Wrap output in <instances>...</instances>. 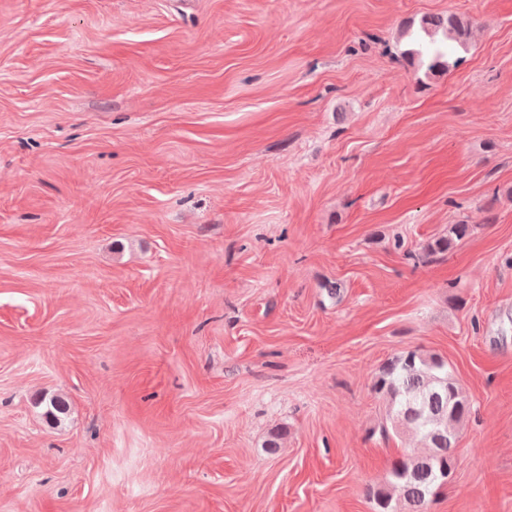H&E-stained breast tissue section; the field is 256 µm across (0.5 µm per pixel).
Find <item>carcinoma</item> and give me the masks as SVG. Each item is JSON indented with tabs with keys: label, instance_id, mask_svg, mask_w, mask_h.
Instances as JSON below:
<instances>
[{
	"label": "carcinoma",
	"instance_id": "obj_1",
	"mask_svg": "<svg viewBox=\"0 0 512 512\" xmlns=\"http://www.w3.org/2000/svg\"><path fill=\"white\" fill-rule=\"evenodd\" d=\"M465 45L470 24L450 13L429 16L419 28H407L410 48L403 56L436 72L458 66L462 58L446 60V48L435 36ZM470 232L467 224H454L448 235L427 242L428 255L443 254ZM372 390L386 401V421L395 433L419 442L425 451L396 459L384 487L369 491L374 512H427L428 504L440 493L454 470L459 426L471 413L468 397L448 363L420 349L401 352L388 360L376 376ZM45 415L55 423L67 414L68 406L58 395L45 396Z\"/></svg>",
	"mask_w": 512,
	"mask_h": 512
}]
</instances>
